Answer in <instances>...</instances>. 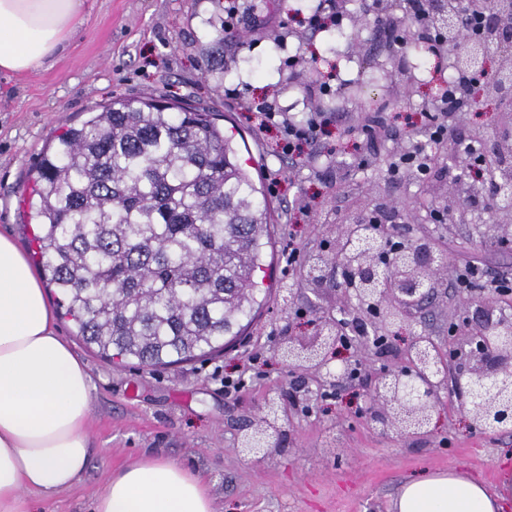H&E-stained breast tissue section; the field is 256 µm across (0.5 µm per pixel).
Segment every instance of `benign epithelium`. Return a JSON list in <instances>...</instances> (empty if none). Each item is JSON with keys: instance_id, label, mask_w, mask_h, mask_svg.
I'll return each mask as SVG.
<instances>
[{"instance_id": "benign-epithelium-1", "label": "benign epithelium", "mask_w": 512, "mask_h": 512, "mask_svg": "<svg viewBox=\"0 0 512 512\" xmlns=\"http://www.w3.org/2000/svg\"><path fill=\"white\" fill-rule=\"evenodd\" d=\"M430 19L453 48L455 65L482 78L477 95L493 100L512 94V0H497L483 17L486 37L460 41L463 0H431ZM497 240H512V214L498 212V224L486 226ZM337 253L345 267L353 270L355 287L345 289L350 303L348 319L336 321L329 330L318 328L314 341L292 339L282 343L280 354L294 370L320 374L323 382L339 387L352 377V367L331 366L334 351L343 343L342 325L372 329L358 342L382 352L390 337L402 331L414 311L437 296L433 278L437 257L431 240L416 237L407 247L387 252V236L371 224L343 247L336 237ZM448 349L432 340L413 337L406 350L407 365L398 370L379 369L365 416L382 426H394L409 437L431 433L433 411L440 391L457 398L468 411V426L474 431H492L512 423V316L501 311L496 298L484 293L466 298L448 321ZM458 376L454 383L442 381L450 367ZM279 416V402L269 400L265 414L244 433L240 451L264 460L281 446L282 429L270 427Z\"/></svg>"}]
</instances>
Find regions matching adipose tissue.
<instances>
[{
    "label": "adipose tissue",
    "instance_id": "adipose-tissue-1",
    "mask_svg": "<svg viewBox=\"0 0 512 512\" xmlns=\"http://www.w3.org/2000/svg\"><path fill=\"white\" fill-rule=\"evenodd\" d=\"M86 0H0V74L46 66L85 21ZM93 386L58 336L28 257L0 235V512H30L27 493L49 497L84 475L96 450L87 434ZM512 471L498 491L449 470L407 480L394 512H504ZM93 512H213L200 476L161 456L111 477Z\"/></svg>",
    "mask_w": 512,
    "mask_h": 512
}]
</instances>
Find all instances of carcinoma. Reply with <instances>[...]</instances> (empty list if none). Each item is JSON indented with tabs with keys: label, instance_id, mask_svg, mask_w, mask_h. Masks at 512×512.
Returning a JSON list of instances; mask_svg holds the SVG:
<instances>
[{
	"label": "carcinoma",
	"instance_id": "cac0c4a2",
	"mask_svg": "<svg viewBox=\"0 0 512 512\" xmlns=\"http://www.w3.org/2000/svg\"><path fill=\"white\" fill-rule=\"evenodd\" d=\"M31 180L37 265L101 357L177 365L242 335L271 236L210 111L115 97L56 136Z\"/></svg>",
	"mask_w": 512,
	"mask_h": 512
}]
</instances>
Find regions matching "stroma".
Instances as JSON below:
<instances>
[{"mask_svg": "<svg viewBox=\"0 0 512 512\" xmlns=\"http://www.w3.org/2000/svg\"><path fill=\"white\" fill-rule=\"evenodd\" d=\"M316 0H235L238 17L215 54L205 24L216 0H87V20L68 49L45 68L21 75L0 74V234L27 248L32 225L22 208L30 168L52 132L81 124L86 110L113 97L146 94L204 107L223 115V124L244 138L239 151L262 184L278 179L266 194L273 255L272 289L245 336L219 355L148 368L114 366L87 349L66 317L56 321L85 362L94 386L89 435L100 453L69 490L35 504V512H92L111 477L154 455L201 476L214 512H390L402 484L425 472L459 468L495 487L512 469V429L471 431L457 401L440 396L431 434L407 437L376 426L361 415L371 382L349 383L342 392L321 390L318 376L304 374L318 397L307 405L288 399L295 373L278 349L284 339L311 342L318 322L337 315L343 292L335 275L320 289L307 280L308 260L336 255V230L370 210L383 221L406 225L411 235L432 238L440 265L454 275L462 264L481 261L489 275L512 271V252L501 251L469 224H437L431 212L448 203V171L430 184L405 175L393 180L380 165L363 164L362 147L346 116L386 113L392 138L382 149L395 155L411 141H425L422 116L436 100L418 78L435 61L419 42L399 47L389 21L401 7L349 0L350 23L338 30L311 31ZM331 82L332 96L312 98L310 88ZM267 99L276 111L298 121L312 111L325 114L326 149L295 159L278 152L277 130L261 131L245 118L251 101ZM512 100L485 101L461 121L457 136L471 130L489 144L500 132L499 111ZM301 251L296 266L284 259L287 240ZM288 285L289 296L278 292ZM461 304L443 288L435 306L418 310L388 353L359 352L379 369L406 362L412 337L431 334L448 346V318ZM244 385L225 393V377ZM280 401L286 420L282 447L270 458H244L238 438L263 415L268 399Z\"/></svg>", "mask_w": 512, "mask_h": 512, "instance_id": "35a3bbf8", "label": "stroma"}]
</instances>
